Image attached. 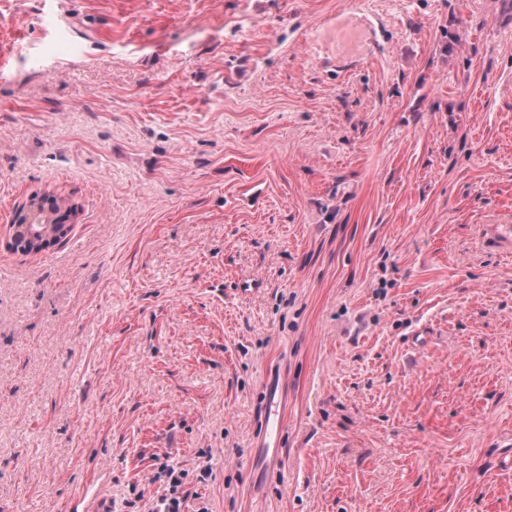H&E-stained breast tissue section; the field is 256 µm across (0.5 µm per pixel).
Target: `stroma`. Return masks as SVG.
<instances>
[{
  "instance_id": "1",
  "label": "stroma",
  "mask_w": 512,
  "mask_h": 512,
  "mask_svg": "<svg viewBox=\"0 0 512 512\" xmlns=\"http://www.w3.org/2000/svg\"><path fill=\"white\" fill-rule=\"evenodd\" d=\"M45 193L67 238L5 248ZM488 224L503 0H0V512H148L158 455L184 512H512ZM262 437L266 448H278L284 426V412L282 405L269 397L265 400L262 418ZM68 512H117L112 505V474L100 472L70 498Z\"/></svg>"
}]
</instances>
